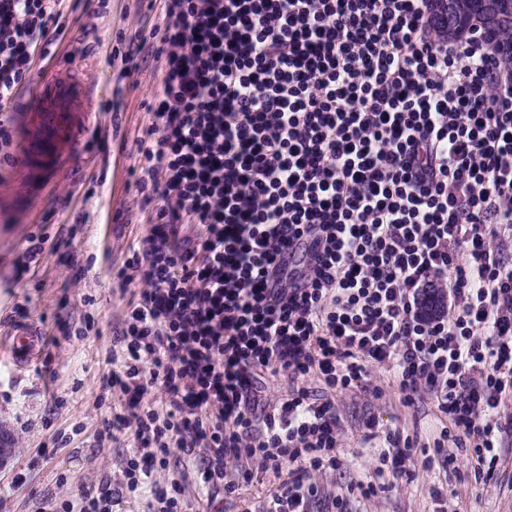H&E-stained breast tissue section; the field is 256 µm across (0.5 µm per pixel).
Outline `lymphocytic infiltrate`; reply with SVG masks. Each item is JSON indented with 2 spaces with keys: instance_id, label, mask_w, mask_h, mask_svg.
<instances>
[{
  "instance_id": "lymphocytic-infiltrate-1",
  "label": "lymphocytic infiltrate",
  "mask_w": 512,
  "mask_h": 512,
  "mask_svg": "<svg viewBox=\"0 0 512 512\" xmlns=\"http://www.w3.org/2000/svg\"><path fill=\"white\" fill-rule=\"evenodd\" d=\"M61 17L0 0L1 160ZM159 17L135 180L156 218L120 275L142 289L101 382L128 410L125 490L182 512L157 473L203 447V490L234 493L237 464L277 479L262 512H348L317 477L343 464L337 394L376 368L447 421L420 449L367 421L381 467L445 468L454 446L494 480L512 432V72L479 32H435L430 0H163Z\"/></svg>"
}]
</instances>
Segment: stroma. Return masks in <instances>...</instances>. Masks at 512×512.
<instances>
[{
    "label": "stroma",
    "mask_w": 512,
    "mask_h": 512,
    "mask_svg": "<svg viewBox=\"0 0 512 512\" xmlns=\"http://www.w3.org/2000/svg\"><path fill=\"white\" fill-rule=\"evenodd\" d=\"M64 38L51 54L78 58L97 94L85 121L96 137L82 151L78 169L52 180L0 169V338L14 324L33 323L49 341L32 366L19 368L0 355V433L11 454L0 466V512H68L78 490L120 486L132 453L130 430H106L103 421L120 412L118 396L100 380L112 366L123 320L140 283L120 289L117 274L130 246L148 235L152 214L142 207L129 170L138 143L153 123L152 96L162 84L164 59L153 35L159 15L148 0H105L89 26L76 21L77 0H63ZM143 48L128 58L129 39ZM117 111H110V104ZM50 246L30 255L31 240ZM344 434L345 467L320 483L326 494L346 493L374 480L369 498L351 497L352 512H512V435L499 450L500 470L491 485L476 482L465 453L453 468L415 469L412 479L375 475L378 449L363 439L362 423L373 420L432 445L443 427L430 400L404 407L390 373L373 370L370 388L337 395ZM205 449L185 455L172 449L160 480L178 483L186 512H261L273 487L244 483L236 468L227 476L238 489L202 491L197 469Z\"/></svg>",
    "instance_id": "stroma-1"
}]
</instances>
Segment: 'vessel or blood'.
<instances>
[{
  "mask_svg": "<svg viewBox=\"0 0 512 512\" xmlns=\"http://www.w3.org/2000/svg\"><path fill=\"white\" fill-rule=\"evenodd\" d=\"M93 94L94 88L85 83L79 65L67 63L42 75L30 96L27 140L19 164L61 172L68 163V153L77 150L81 142V116L89 111ZM42 342L38 329L21 325L12 332L5 351L25 363Z\"/></svg>",
  "mask_w": 512,
  "mask_h": 512,
  "instance_id": "obj_1",
  "label": "vessel or blood"
}]
</instances>
